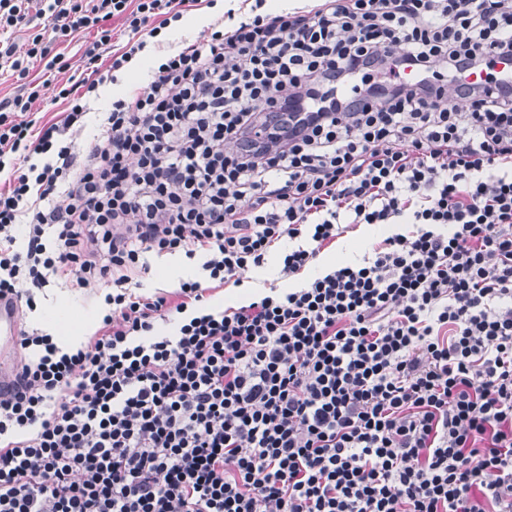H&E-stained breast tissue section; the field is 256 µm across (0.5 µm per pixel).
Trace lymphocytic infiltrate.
<instances>
[{"mask_svg":"<svg viewBox=\"0 0 512 512\" xmlns=\"http://www.w3.org/2000/svg\"><path fill=\"white\" fill-rule=\"evenodd\" d=\"M214 2L0 0V69L23 82L0 98V298L108 289L87 345L16 338L0 512H512V85L492 71L512 0L216 19L78 149L101 68ZM82 34L87 74L47 117L29 66L66 72L53 47ZM472 69L486 80L451 104ZM360 224L409 230L209 305L281 241L295 277ZM177 251L204 278L131 291L147 254Z\"/></svg>","mask_w":512,"mask_h":512,"instance_id":"lymphocytic-infiltrate-1","label":"lymphocytic infiltrate"}]
</instances>
